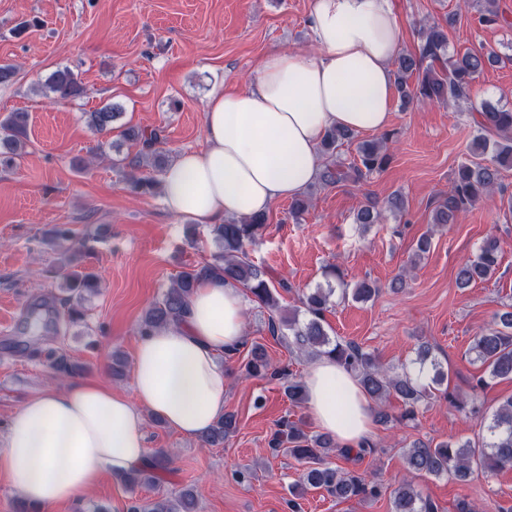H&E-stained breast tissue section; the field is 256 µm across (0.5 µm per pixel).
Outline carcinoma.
Returning <instances> with one entry per match:
<instances>
[{
    "label": "carcinoma",
    "mask_w": 512,
    "mask_h": 512,
    "mask_svg": "<svg viewBox=\"0 0 512 512\" xmlns=\"http://www.w3.org/2000/svg\"><path fill=\"white\" fill-rule=\"evenodd\" d=\"M473 5L484 23L494 24L499 16L496 0H464ZM420 45L416 53H401L396 59L394 71L395 89L403 106L413 102L428 101L438 104L459 105L469 101L472 87L488 65L503 60L493 49L469 50L463 55L448 51V25L439 22L419 30ZM46 93L58 100L74 99L81 95L82 86L69 68L55 71L42 85ZM120 116V107L108 104L94 112L86 113L87 123L98 133L112 132V123ZM470 119L477 129L473 140L471 158L461 163L446 195L433 209L431 223L445 226L457 222L470 206L491 195L500 188L501 173L512 168V109L484 102L470 109ZM29 115L12 112L0 121V167L15 165L25 154ZM391 133L385 132L376 140L361 143L358 161L344 166L332 160L319 172L323 187L337 186L345 182L357 183L368 174L383 169L389 155L384 152ZM126 140L138 141L142 149L129 161L138 169L148 164L158 170L165 167L167 157L158 145L165 140L164 130L154 128L150 132L129 127L123 131ZM354 137V132L344 128L329 129L322 142L324 153L336 149ZM382 217V209L375 199L367 200L355 220L359 224H376ZM267 223V216L257 214L249 218L227 221L212 226L214 240L219 251L211 260L190 266L181 271L172 284L146 310L139 324V332L145 336L155 329L178 322L195 286L203 280L231 281L246 289L256 302L269 311L268 331L272 336L288 337L291 344L311 358L326 357L355 376L359 385L375 403H382L389 395H396L404 406L400 418L414 420L419 407L436 392L448 400L458 411L469 414L479 421L481 437L476 441L436 442L418 440L403 450L402 460L407 470L425 477L452 476L465 482L478 469L494 472L512 467V397L498 404L487 413L477 405V397L470 401L456 397L448 390H439L447 375L432 358V348L421 343L417 349L416 368L407 366L396 370L385 367L371 352L359 345L339 338H331L324 327L325 312L330 299L341 287V295L356 301H367L378 293L371 281L362 280L349 287L340 268L331 265L326 270L327 287L316 288L303 296V310L285 312L281 308L279 289H288L284 282L273 283L270 273L255 264L247 255V245L253 243ZM499 244L491 238L479 252L460 267L457 277L459 287L466 288L476 281L490 279L499 268ZM98 288V277L93 273L64 276L57 285L53 301L67 306L68 318L76 322L82 318V302L85 295ZM469 353L479 363L483 375L476 380L475 388L483 389L496 380H512V311L498 316L495 325L474 337ZM51 367L62 375H75L80 366L62 353L50 361ZM245 376L273 378L284 381L288 399L299 406L306 402L303 377L272 365L263 344L252 345L247 360L241 364ZM237 428L235 415L226 414L199 436L202 444L209 447L224 443V438ZM275 451H282L305 464L302 480L304 486L323 488L337 499L369 498L381 495L383 488L377 481H370L350 471L331 467L326 462L333 451L349 458L361 459L372 452L373 445L360 447L352 452L341 448L329 435L308 436L298 422L284 419L269 441ZM171 458L162 448L155 450L151 463L144 468L132 469L119 476L130 488L156 481V474L169 469ZM391 512H437V506L423 497L409 483H400L390 492ZM130 512H197V500L190 489L155 501L134 505Z\"/></svg>",
    "instance_id": "1"
}]
</instances>
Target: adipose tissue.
<instances>
[{
  "mask_svg": "<svg viewBox=\"0 0 512 512\" xmlns=\"http://www.w3.org/2000/svg\"><path fill=\"white\" fill-rule=\"evenodd\" d=\"M315 50L271 51L246 88L208 97V146L186 151L161 175L163 202L198 224L269 212L303 194L321 167L329 128L385 129L392 117L391 62L404 40L392 0H313ZM240 288L200 282L183 319L142 337L131 394L79 380L29 397L0 439V473L20 497L51 512L93 489L104 473L148 463L144 415L198 436L224 413V354L245 339ZM307 407L338 445L368 440L372 414L356 379L327 358L305 374Z\"/></svg>",
  "mask_w": 512,
  "mask_h": 512,
  "instance_id": "adipose-tissue-1",
  "label": "adipose tissue"
}]
</instances>
